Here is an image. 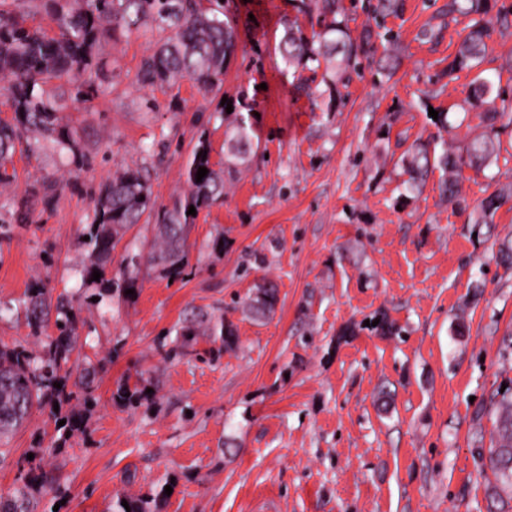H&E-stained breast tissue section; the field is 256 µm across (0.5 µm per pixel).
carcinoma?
<instances>
[{
  "label": "carcinoma",
  "instance_id": "1",
  "mask_svg": "<svg viewBox=\"0 0 512 512\" xmlns=\"http://www.w3.org/2000/svg\"><path fill=\"white\" fill-rule=\"evenodd\" d=\"M298 11L316 18L319 30L306 33L294 22H285L278 49L285 71L317 73L323 70L322 82L332 91L346 74L375 52L376 42L390 47L398 43V35L386 28L381 19L400 9V0H377L375 26L362 30L352 38L339 0H298ZM51 15L57 30L50 36L41 27L28 23L41 13ZM448 13L471 17L468 32L461 38L454 58L441 77L454 81L463 70L476 71L468 85L464 103L483 108L484 131L466 137L453 148L442 144L436 153L435 140H419L400 155L398 163L408 175L405 190L420 191L429 171L438 168L445 174L444 192L448 204L459 200L458 180L462 167L485 170L498 164L501 142L496 124L512 113L496 106L500 87L492 76L481 70L487 56V39L494 29L512 28V11L490 14L489 0H448ZM132 35L145 38L151 51L140 62L135 82L143 88L174 89L189 80L202 89H220L224 69L235 55L236 22L228 15L221 0H0V82L15 114L12 125L0 124V185L14 180L7 163L16 146L28 152L36 150L40 140H49L77 159L83 166L89 158L78 146L60 112L64 104L57 87L70 86L74 101H88L96 96L101 83L112 82L115 72L103 73L101 47L118 43ZM251 127L244 118L225 125V162L212 161V146L206 133H201L184 169L187 190L172 206L155 208L152 191L143 169L127 167L105 181L98 193L94 221L83 246L88 263L80 274L87 280L99 271V282L120 298L137 286L143 264L155 268L165 278H183L188 260V234L195 216L187 214L193 207L200 212L224 198V173H232L246 163L253 153ZM206 153L201 157L200 153ZM208 170L196 182L198 168ZM512 192L501 189L484 198L472 213L475 224H491L496 210ZM155 218L153 236L147 252L128 253L122 257L124 278H107L106 264L112 261L120 235L140 222L143 216ZM277 303L276 288L263 283L245 304L255 320L269 317ZM27 324L38 349L25 345H0V461L10 452L9 440L27 421L33 407H70L62 416L61 434L49 445L38 444L34 458L17 461L18 474L14 487L0 493V512H36V486L58 491L56 477L45 471L46 457L55 456L76 431H85L86 420L97 405L88 372L70 382L78 348L76 317L64 297L52 298L46 288L36 289L26 297ZM56 314L54 327L58 336L44 335L50 314ZM173 346L164 357L178 355L195 336H211L226 349L236 344V329L224 314L204 310L195 312L186 326L175 327ZM62 384L61 388L54 383ZM147 387H130L126 381L117 384L113 398L130 405L146 396ZM482 412L496 418V435L488 448L487 468L500 479L504 488L512 490V388L496 391L482 407ZM159 495H137L116 498L107 512H155ZM128 506H123L122 501Z\"/></svg>",
  "mask_w": 512,
  "mask_h": 512
}]
</instances>
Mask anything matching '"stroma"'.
Segmentation results:
<instances>
[{"label":"stroma","mask_w":512,"mask_h":512,"mask_svg":"<svg viewBox=\"0 0 512 512\" xmlns=\"http://www.w3.org/2000/svg\"><path fill=\"white\" fill-rule=\"evenodd\" d=\"M403 2L385 20L399 35L396 74L383 82L362 63L332 98L299 92L284 70V22L311 27L296 0H229L239 43L213 93L188 80L141 88L134 75L149 43L106 45L111 91L62 114L90 166L48 147L14 155L15 180L0 192V344L29 343L21 302L38 284L70 300L80 355L98 365L87 428L54 459L66 502L40 493L37 512H105L164 485L173 491L160 512H497L495 478L478 458L493 422L480 406L512 386V272L493 258L512 239V201L488 225L470 214L512 186V126L500 133L508 160L486 175L463 168L460 207L442 204L437 172L406 197L395 162L435 133L430 111L447 113L451 143L482 123L460 108L470 74L437 80L468 18H449L448 0ZM426 28L438 38H422ZM244 96L258 114L254 154L191 226L184 280L142 268L120 302L83 280L100 185L139 165L169 205L200 132L223 161L231 116L217 105ZM151 97L158 111H146ZM265 281L278 301L257 321L242 302ZM199 309L233 322L236 345L222 351L200 336L164 360L159 338ZM382 316L391 331L375 327ZM122 377L152 379L148 401H114ZM57 428L49 409H33L0 463V492Z\"/></svg>","instance_id":"stroma-1"}]
</instances>
